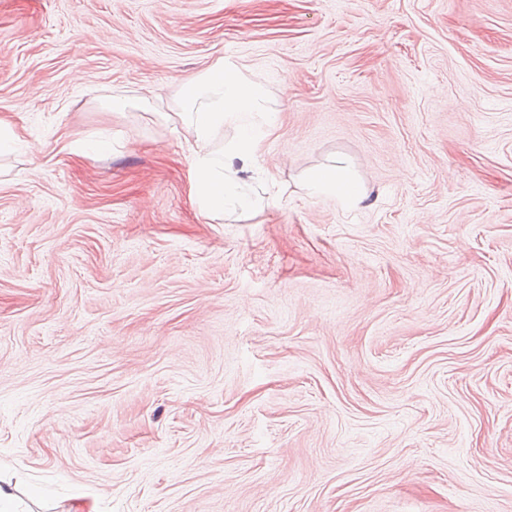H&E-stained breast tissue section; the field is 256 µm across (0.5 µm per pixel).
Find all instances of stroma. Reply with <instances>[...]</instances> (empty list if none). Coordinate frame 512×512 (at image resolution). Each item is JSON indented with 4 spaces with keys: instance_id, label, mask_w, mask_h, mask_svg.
<instances>
[{
    "instance_id": "obj_1",
    "label": "stroma",
    "mask_w": 512,
    "mask_h": 512,
    "mask_svg": "<svg viewBox=\"0 0 512 512\" xmlns=\"http://www.w3.org/2000/svg\"><path fill=\"white\" fill-rule=\"evenodd\" d=\"M221 59L277 118L214 220L178 112ZM0 117L32 512H512V0H0ZM305 188L310 196L336 195L344 203L359 204L366 198L364 189L352 182V179L339 171L317 173L306 182Z\"/></svg>"
}]
</instances>
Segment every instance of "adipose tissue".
Returning <instances> with one entry per match:
<instances>
[{"mask_svg": "<svg viewBox=\"0 0 512 512\" xmlns=\"http://www.w3.org/2000/svg\"><path fill=\"white\" fill-rule=\"evenodd\" d=\"M193 95L207 99L202 107L189 108L181 115L188 132L186 145L195 176V196L211 216L261 209L262 201L244 189V176L252 169L256 147L265 128L275 122L274 113L263 105L259 85L246 79L233 64L220 61L205 74ZM228 123L236 125L238 134L218 159L210 146ZM305 188L309 195L333 194L355 205L365 199L364 189L339 171L314 174Z\"/></svg>", "mask_w": 512, "mask_h": 512, "instance_id": "1", "label": "adipose tissue"}]
</instances>
